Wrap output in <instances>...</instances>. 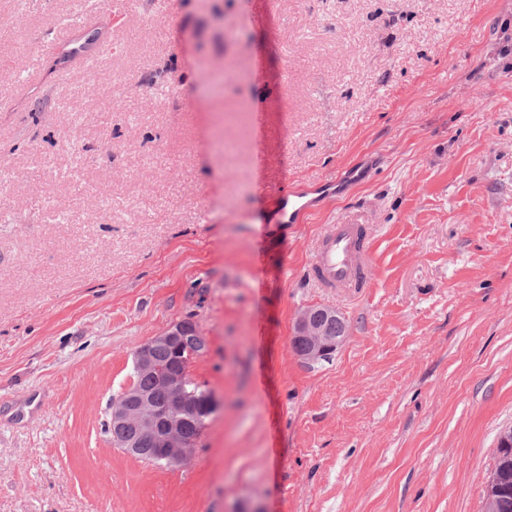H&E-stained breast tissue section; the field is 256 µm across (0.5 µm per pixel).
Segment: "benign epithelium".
<instances>
[{
  "label": "benign epithelium",
  "mask_w": 512,
  "mask_h": 512,
  "mask_svg": "<svg viewBox=\"0 0 512 512\" xmlns=\"http://www.w3.org/2000/svg\"><path fill=\"white\" fill-rule=\"evenodd\" d=\"M319 313L338 322L344 321L340 311L329 307H311L300 313L295 325V336L308 342V349L302 355L307 363L330 358L344 341L342 336H328L324 333L315 318ZM190 338H201L200 331L194 321L182 319L136 348L135 373L154 376L155 388L167 396V404H155L150 395L132 385L119 398L112 400L109 429L122 431L133 425L138 430V434L125 439L127 454L136 458L147 455L168 466H178L188 459L194 447V441L184 435L185 421L194 419L203 423L217 410L219 402L212 393L188 389L190 377L187 372L165 370L155 361L156 347L180 352ZM144 438L149 439L153 447H140Z\"/></svg>",
  "instance_id": "1"
}]
</instances>
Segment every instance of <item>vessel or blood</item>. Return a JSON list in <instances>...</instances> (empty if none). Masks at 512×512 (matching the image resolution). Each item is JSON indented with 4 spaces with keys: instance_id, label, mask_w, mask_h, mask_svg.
Returning <instances> with one entry per match:
<instances>
[{
    "instance_id": "vessel-or-blood-1",
    "label": "vessel or blood",
    "mask_w": 512,
    "mask_h": 512,
    "mask_svg": "<svg viewBox=\"0 0 512 512\" xmlns=\"http://www.w3.org/2000/svg\"><path fill=\"white\" fill-rule=\"evenodd\" d=\"M83 22H74L62 41V54L67 62L89 61L90 56L80 41ZM370 264L365 227L361 224H339L314 247L310 273L321 287L356 292L368 284Z\"/></svg>"
}]
</instances>
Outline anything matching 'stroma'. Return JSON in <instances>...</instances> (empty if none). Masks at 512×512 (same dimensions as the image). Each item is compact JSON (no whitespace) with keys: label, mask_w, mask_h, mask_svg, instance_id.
I'll list each match as a JSON object with an SVG mask.
<instances>
[{"label":"stroma","mask_w":512,"mask_h":512,"mask_svg":"<svg viewBox=\"0 0 512 512\" xmlns=\"http://www.w3.org/2000/svg\"><path fill=\"white\" fill-rule=\"evenodd\" d=\"M77 15L112 42L65 67ZM338 224L355 296L307 277ZM187 317L220 406L159 466L104 424ZM511 425L512 0H0V512H482ZM369 264L365 225L338 224L315 245L310 273L322 288L357 292L367 288ZM321 313L325 317L336 318L322 319V328L318 324L315 315ZM337 322H345L344 317L334 308L329 307H311L303 310L297 318L295 325V337L291 341L293 351L298 355L302 354L307 348L306 353L302 358L306 363H315L321 360H326L336 352L338 347L342 344L345 336L341 335L347 331V324H337ZM329 336H327L325 333ZM307 340H304V339Z\"/></svg>","instance_id":"stroma-1"}]
</instances>
